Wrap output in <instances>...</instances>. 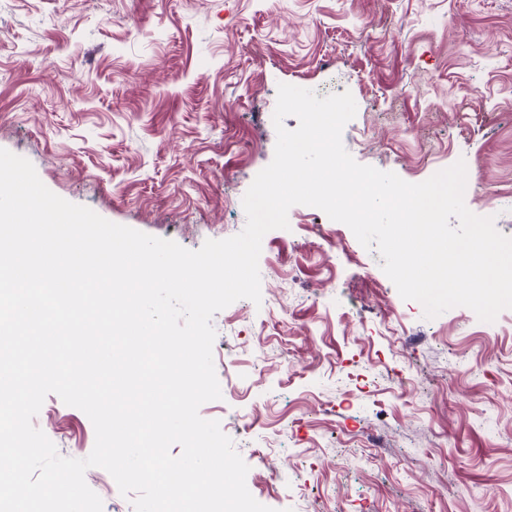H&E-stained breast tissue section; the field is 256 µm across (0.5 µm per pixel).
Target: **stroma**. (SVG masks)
<instances>
[{"instance_id":"35a3bbf8","label":"stroma","mask_w":512,"mask_h":512,"mask_svg":"<svg viewBox=\"0 0 512 512\" xmlns=\"http://www.w3.org/2000/svg\"><path fill=\"white\" fill-rule=\"evenodd\" d=\"M350 92L360 164L420 183L465 161L512 237V0H0V148L101 217L189 250L239 234L279 84ZM261 304L215 313L219 421L275 512H512V309L428 319L376 250L293 206ZM64 457L95 443L48 395Z\"/></svg>"}]
</instances>
